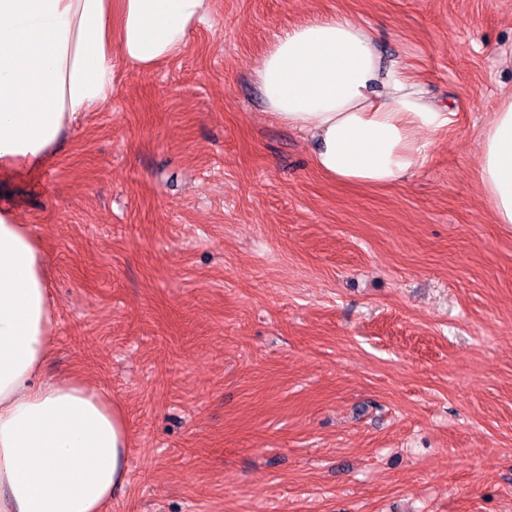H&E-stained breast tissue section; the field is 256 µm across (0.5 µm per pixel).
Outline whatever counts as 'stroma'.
<instances>
[{"label":"stroma","instance_id":"1","mask_svg":"<svg viewBox=\"0 0 512 512\" xmlns=\"http://www.w3.org/2000/svg\"><path fill=\"white\" fill-rule=\"evenodd\" d=\"M338 12L453 114L401 184H336L266 109L275 36ZM505 48L512 0H212L0 176L45 252V376L124 415L108 512H512V224L478 176Z\"/></svg>","mask_w":512,"mask_h":512}]
</instances>
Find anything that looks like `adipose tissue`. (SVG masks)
<instances>
[{
    "label": "adipose tissue",
    "mask_w": 512,
    "mask_h": 512,
    "mask_svg": "<svg viewBox=\"0 0 512 512\" xmlns=\"http://www.w3.org/2000/svg\"><path fill=\"white\" fill-rule=\"evenodd\" d=\"M211 0H0V174L56 153L112 96L113 56L149 69L182 50ZM266 107L304 131L338 184L385 187L421 167L450 122L372 31L343 14L276 35L256 71ZM479 177L512 224V95L481 131ZM52 303L39 241L0 207V512H107L128 442L111 398L43 378Z\"/></svg>",
    "instance_id": "ef3b65f1"
}]
</instances>
